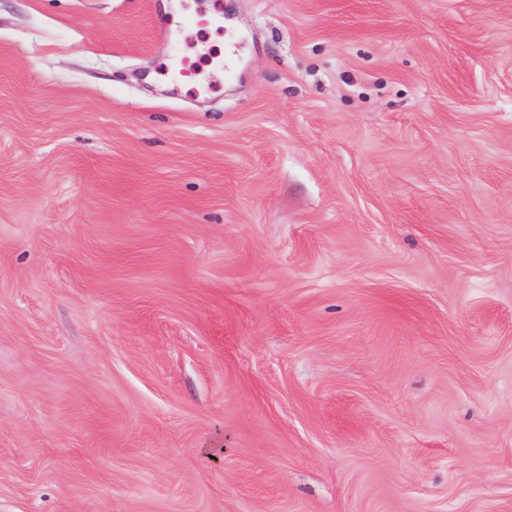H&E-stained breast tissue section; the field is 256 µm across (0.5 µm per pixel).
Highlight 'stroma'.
<instances>
[{"instance_id": "stroma-1", "label": "stroma", "mask_w": 512, "mask_h": 512, "mask_svg": "<svg viewBox=\"0 0 512 512\" xmlns=\"http://www.w3.org/2000/svg\"><path fill=\"white\" fill-rule=\"evenodd\" d=\"M0 512H512V0H0Z\"/></svg>"}]
</instances>
